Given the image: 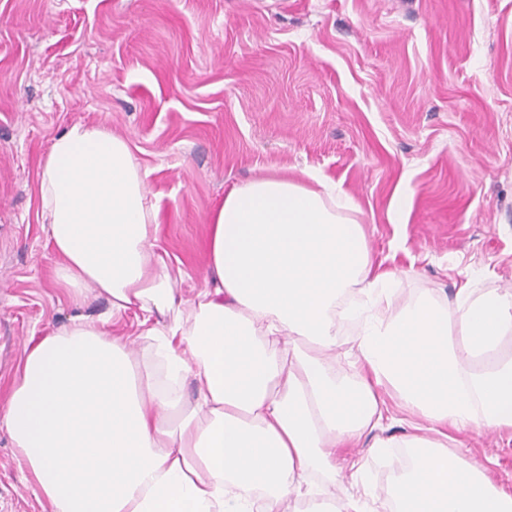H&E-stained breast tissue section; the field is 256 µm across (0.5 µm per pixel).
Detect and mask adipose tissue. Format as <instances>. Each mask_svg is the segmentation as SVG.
Here are the masks:
<instances>
[{"label":"adipose tissue","mask_w":512,"mask_h":512,"mask_svg":"<svg viewBox=\"0 0 512 512\" xmlns=\"http://www.w3.org/2000/svg\"><path fill=\"white\" fill-rule=\"evenodd\" d=\"M148 178L126 138L82 123L39 166L58 286L109 304L26 347L0 417L50 512H281L290 495L369 512L337 492L336 459L348 452L355 478L389 447L384 389L413 452L385 512H512L511 493L448 451L450 433L512 429L511 290L469 279L453 299L393 306L401 278L374 268L352 197L320 176L261 177L209 215V278L184 298ZM128 313L139 359L113 332ZM348 324L350 378L329 357Z\"/></svg>","instance_id":"1"}]
</instances>
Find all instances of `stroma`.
Segmentation results:
<instances>
[{"mask_svg": "<svg viewBox=\"0 0 512 512\" xmlns=\"http://www.w3.org/2000/svg\"><path fill=\"white\" fill-rule=\"evenodd\" d=\"M75 122L149 171L184 296L226 191L312 170L359 205L401 298L481 268L512 289V0H0V410L30 337L108 310L56 286L41 229L39 164ZM462 441L512 490V430ZM385 469L368 456L345 491L387 501ZM0 512H49L2 428Z\"/></svg>", "mask_w": 512, "mask_h": 512, "instance_id": "1", "label": "stroma"}]
</instances>
